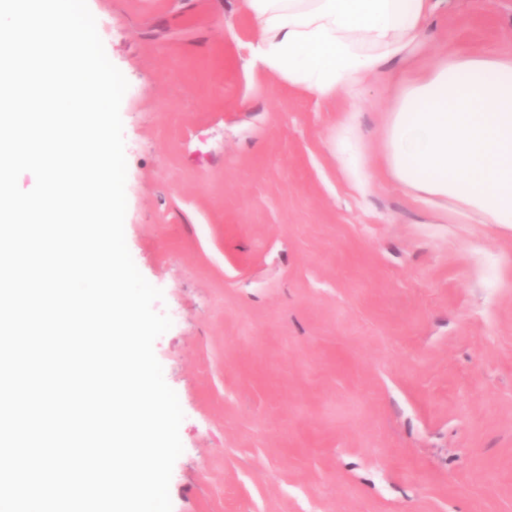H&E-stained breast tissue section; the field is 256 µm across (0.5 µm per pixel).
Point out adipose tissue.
<instances>
[{
    "instance_id": "adipose-tissue-1",
    "label": "adipose tissue",
    "mask_w": 512,
    "mask_h": 512,
    "mask_svg": "<svg viewBox=\"0 0 512 512\" xmlns=\"http://www.w3.org/2000/svg\"><path fill=\"white\" fill-rule=\"evenodd\" d=\"M443 0H242L255 65L322 100L345 95L349 114L330 147L360 194L373 180L356 113L366 82L391 99L379 157L392 183L443 224L512 229V56L438 51L427 30ZM418 70L390 68L416 58Z\"/></svg>"
}]
</instances>
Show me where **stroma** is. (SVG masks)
I'll return each instance as SVG.
<instances>
[{
	"label": "stroma",
	"instance_id": "1",
	"mask_svg": "<svg viewBox=\"0 0 512 512\" xmlns=\"http://www.w3.org/2000/svg\"><path fill=\"white\" fill-rule=\"evenodd\" d=\"M121 104L125 237L163 292L184 412L172 512H512V230L437 224L328 142L346 99L250 65L240 0H88ZM431 43L512 53V0H451Z\"/></svg>",
	"mask_w": 512,
	"mask_h": 512
}]
</instances>
